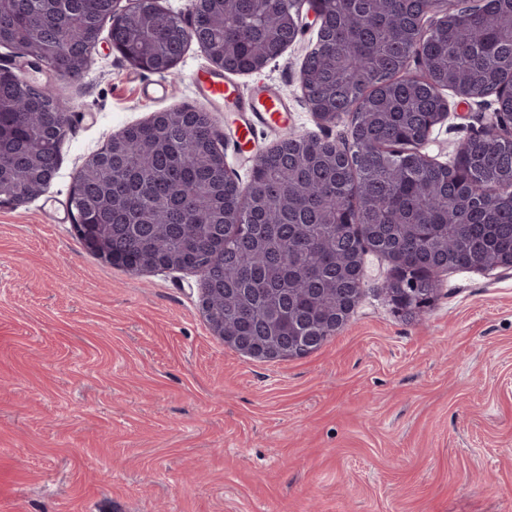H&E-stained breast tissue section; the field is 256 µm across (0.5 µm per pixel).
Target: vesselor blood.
I'll use <instances>...</instances> for the list:
<instances>
[{
	"label": "vessel or blood",
	"mask_w": 512,
	"mask_h": 512,
	"mask_svg": "<svg viewBox=\"0 0 512 512\" xmlns=\"http://www.w3.org/2000/svg\"><path fill=\"white\" fill-rule=\"evenodd\" d=\"M197 88L208 104L233 112L236 135L243 143L252 142L257 128L278 130L290 122L288 104L274 85H258L246 97L223 73L213 72L200 77Z\"/></svg>",
	"instance_id": "b4317fda"
}]
</instances>
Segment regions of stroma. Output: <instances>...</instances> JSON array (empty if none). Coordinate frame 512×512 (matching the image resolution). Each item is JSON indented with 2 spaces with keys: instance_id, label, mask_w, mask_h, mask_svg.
<instances>
[{
  "instance_id": "stroma-1",
  "label": "stroma",
  "mask_w": 512,
  "mask_h": 512,
  "mask_svg": "<svg viewBox=\"0 0 512 512\" xmlns=\"http://www.w3.org/2000/svg\"><path fill=\"white\" fill-rule=\"evenodd\" d=\"M317 33L232 79L245 95L276 83L292 132L344 141L349 116L322 128L303 99ZM0 67L52 84L71 119L47 188L0 207V512H512V276L448 271L408 320L385 296L390 262L370 252L357 307L320 349L244 356L202 317L199 274L103 262L68 206L113 134L207 108L193 85L212 69L204 52L189 45L160 77L127 63L105 30L81 79L2 46ZM160 78L169 97L142 99ZM492 111L451 101L424 153L453 163ZM211 117L247 185L253 161L231 118Z\"/></svg>"
}]
</instances>
